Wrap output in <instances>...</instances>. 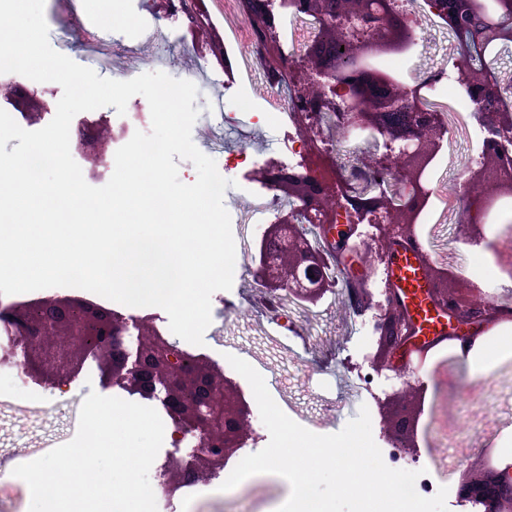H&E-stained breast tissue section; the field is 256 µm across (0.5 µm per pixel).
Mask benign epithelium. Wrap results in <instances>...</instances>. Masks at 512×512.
<instances>
[{
  "label": "benign epithelium",
  "instance_id": "1",
  "mask_svg": "<svg viewBox=\"0 0 512 512\" xmlns=\"http://www.w3.org/2000/svg\"><path fill=\"white\" fill-rule=\"evenodd\" d=\"M240 2L266 81L286 91L280 104L291 110L310 159L299 169L269 165L259 171L285 201L255 244L258 284L267 296L287 292L315 305L350 281L338 255L359 250L351 238L364 222L378 231L387 253L399 242L423 250L417 224L434 195L428 174L450 133L447 110L431 100L433 85L444 77L474 103L469 120L484 134L479 160L461 186L467 200L463 237L472 245L493 246L473 212L485 215L498 200L512 196V109L504 106L512 73L484 54L489 47L512 44V0H423L413 11L400 0ZM289 17L302 25L292 67L284 64ZM427 21L455 39L451 69L428 68L410 81L378 69V56L408 49ZM0 98L18 104L32 96L9 82L0 84ZM355 132L366 134L373 151L342 165L331 143ZM308 224L316 230L313 239L303 230ZM425 276L462 345H471L484 326L512 320L511 301L461 287L464 279L453 266L435 265ZM0 332L20 351L24 372L41 383L65 387L94 359L101 362L105 385H120L161 406L176 426L174 445L192 435L194 451L184 460H169L162 473L176 470V480L166 484L169 492L224 470L250 431L247 401L223 369L169 341L150 317L125 316L80 295L53 296L1 304ZM373 332L390 358L408 336L405 313L388 288L377 304ZM420 411L402 406L390 422L388 436L403 456L418 457ZM456 496L489 512H512V466L462 469Z\"/></svg>",
  "mask_w": 512,
  "mask_h": 512
}]
</instances>
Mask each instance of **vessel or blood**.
I'll return each instance as SVG.
<instances>
[{"label": "vessel or blood", "mask_w": 512, "mask_h": 512, "mask_svg": "<svg viewBox=\"0 0 512 512\" xmlns=\"http://www.w3.org/2000/svg\"><path fill=\"white\" fill-rule=\"evenodd\" d=\"M424 253L404 245L392 247L387 279L410 323L407 350L427 353L447 346L452 339L448 315L435 302L432 287L423 274Z\"/></svg>", "instance_id": "vessel-or-blood-1"}]
</instances>
